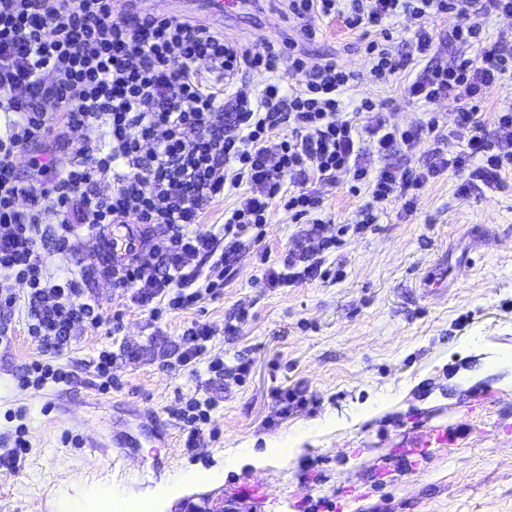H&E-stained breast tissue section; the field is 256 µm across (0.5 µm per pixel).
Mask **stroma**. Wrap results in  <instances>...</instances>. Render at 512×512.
<instances>
[{
  "label": "stroma",
  "instance_id": "35a3bbf8",
  "mask_svg": "<svg viewBox=\"0 0 512 512\" xmlns=\"http://www.w3.org/2000/svg\"><path fill=\"white\" fill-rule=\"evenodd\" d=\"M209 22L230 41L290 36L310 59L336 58L399 127L421 110L403 97L404 78L372 83L359 32L339 23L300 37L278 0H240ZM461 182L452 172L430 179L407 207L317 185L333 217L325 236L355 227L330 251L324 280L268 287L250 252L232 261L219 298L154 320L91 279L123 328L112 338L75 324L65 385L19 383L21 367L46 355L23 307L0 306L15 327L0 343V453L20 436L28 444L18 474L0 475V512H63L74 501L95 512L107 497L148 499L155 512L205 498L224 512H512V176L466 196ZM443 267V288L425 292L422 278ZM195 319L214 330L209 356L250 360L243 384L180 365ZM104 347L116 359L107 394L92 363ZM295 385L308 402L280 418L273 392ZM190 397L216 402L213 431L193 449L166 412ZM442 429L445 444L435 441ZM290 447L294 458L278 465L244 459ZM196 470L219 478L196 482Z\"/></svg>",
  "mask_w": 512,
  "mask_h": 512
}]
</instances>
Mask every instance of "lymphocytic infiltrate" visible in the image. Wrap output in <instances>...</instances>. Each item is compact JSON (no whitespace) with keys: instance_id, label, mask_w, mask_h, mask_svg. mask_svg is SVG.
Segmentation results:
<instances>
[{"instance_id":"lymphocytic-infiltrate-1","label":"lymphocytic infiltrate","mask_w":512,"mask_h":512,"mask_svg":"<svg viewBox=\"0 0 512 512\" xmlns=\"http://www.w3.org/2000/svg\"><path fill=\"white\" fill-rule=\"evenodd\" d=\"M121 2L0 0V268L27 286L22 299L0 292V303H24L27 332L50 356L22 367L23 384L66 382L56 360L70 349L74 324L119 333V316L104 314L87 278L109 280L154 317L190 308L219 295L229 258L262 242L279 203L306 229L272 285L324 279V253L350 227L325 236L331 218L314 184L364 183L374 202L387 204L473 158L479 164L461 184L464 193L512 168V104L488 121L480 113L486 90L512 78V43L489 41L484 31L489 19L512 16V0H288L306 38L327 19L360 31L372 77L382 84L432 54L430 21L454 14L451 61L414 70L405 88L422 104L455 103L451 129L433 114L405 129L373 119L383 103L369 96L343 116L342 96L357 88L358 74L333 58L308 63L293 39L232 43L198 21L143 15ZM403 15L416 27L409 53L385 26ZM285 58L296 83H271L254 95L236 88L239 74L276 73ZM47 99L53 111L44 109ZM82 126L102 128L101 140L65 138V130ZM424 134L433 144L429 166L374 168L363 157V138L384 154ZM452 140L465 142L466 155H445ZM107 180L109 195L101 190ZM226 193L237 195L236 206L223 223L200 231L206 207ZM129 218L142 224L156 266L44 269L39 242L51 240L64 256L74 239L98 237Z\"/></svg>"}]
</instances>
